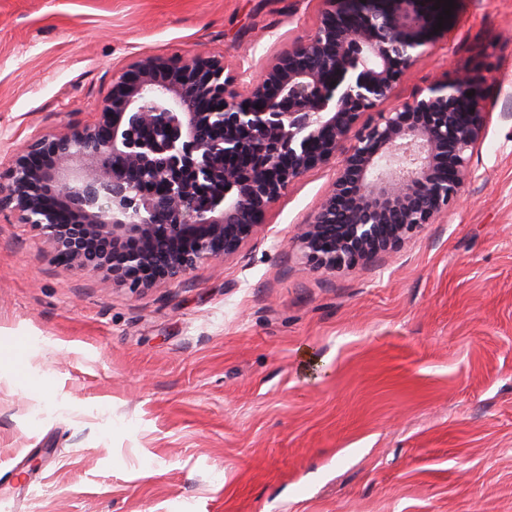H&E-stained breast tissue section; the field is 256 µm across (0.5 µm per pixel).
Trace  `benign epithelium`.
Returning a JSON list of instances; mask_svg holds the SVG:
<instances>
[{
  "label": "benign epithelium",
  "instance_id": "1",
  "mask_svg": "<svg viewBox=\"0 0 512 512\" xmlns=\"http://www.w3.org/2000/svg\"><path fill=\"white\" fill-rule=\"evenodd\" d=\"M325 4L315 32L242 91L215 56L137 60L97 124L15 158L0 209L38 229L61 261L149 288L237 254L290 183L341 155L298 238L306 264L336 271L395 251L460 201L483 137L481 88L434 79L348 144L361 114L427 52L431 23L420 0ZM39 154L51 164L32 166ZM241 156L261 164L226 165Z\"/></svg>",
  "mask_w": 512,
  "mask_h": 512
}]
</instances>
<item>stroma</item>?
Returning a JSON list of instances; mask_svg holds the SVG:
<instances>
[{"mask_svg": "<svg viewBox=\"0 0 512 512\" xmlns=\"http://www.w3.org/2000/svg\"><path fill=\"white\" fill-rule=\"evenodd\" d=\"M323 8L0 0V185L141 57L220 55L240 89ZM438 76L482 89L463 196L349 269L297 243L334 163L236 255L145 290L0 210V512H512V0H454L362 123Z\"/></svg>", "mask_w": 512, "mask_h": 512, "instance_id": "obj_1", "label": "stroma"}]
</instances>
